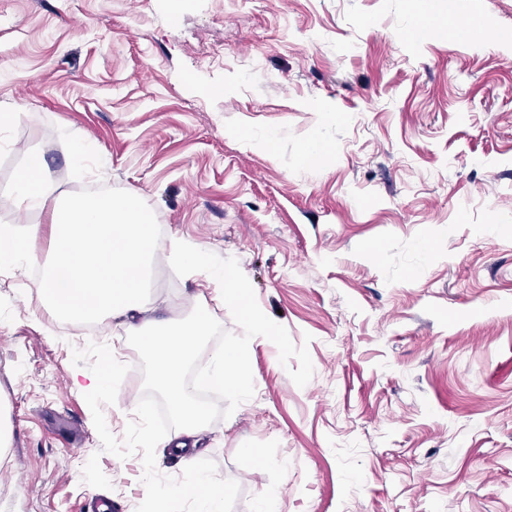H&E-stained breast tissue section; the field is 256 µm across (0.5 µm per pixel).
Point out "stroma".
<instances>
[{
  "instance_id": "35a3bbf8",
  "label": "stroma",
  "mask_w": 512,
  "mask_h": 512,
  "mask_svg": "<svg viewBox=\"0 0 512 512\" xmlns=\"http://www.w3.org/2000/svg\"><path fill=\"white\" fill-rule=\"evenodd\" d=\"M0 0V222L47 213L4 193L43 154L56 193L105 185L154 211L159 249L235 258L307 345L297 386L255 337V394L197 436L238 482L233 512H512V0ZM489 36L468 41L465 21ZM325 144L323 164L305 149ZM433 240L421 254L422 238ZM205 273L155 275L144 317L214 303ZM139 362L126 320L62 328L37 278L0 273V512H136L140 455L102 452L73 349ZM143 395L125 377L109 430ZM99 455L108 489L82 481Z\"/></svg>"
}]
</instances>
